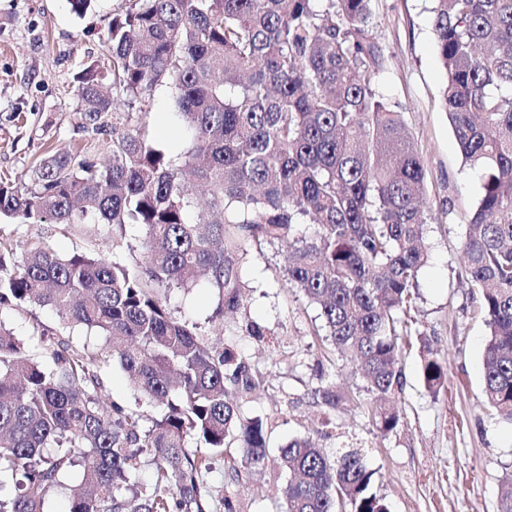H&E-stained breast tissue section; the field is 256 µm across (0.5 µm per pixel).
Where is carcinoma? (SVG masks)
I'll return each instance as SVG.
<instances>
[{"mask_svg": "<svg viewBox=\"0 0 512 512\" xmlns=\"http://www.w3.org/2000/svg\"><path fill=\"white\" fill-rule=\"evenodd\" d=\"M113 18L107 71L77 77L82 128L102 136L105 165L60 148L30 184L0 182V216L19 224L88 223L145 230L146 260L94 250L60 255L41 242L21 256L0 238V307L50 308L103 337L96 351L48 336L42 358L0 324V512H47L82 469L69 512H208L203 475L214 457L255 468L268 458V424L243 419L239 400L259 381L233 347L211 346L171 315L165 292L206 284L230 312L243 305L236 255L290 241L284 278L319 309L325 340L355 365L383 434L403 423L398 357L421 336L416 300L428 258L425 168L412 137L370 74L383 58L369 37L371 0H128ZM446 73L441 103L459 150L481 173L461 244L470 293L488 333L484 403L512 424V0H433ZM170 91L187 142L174 156L129 126ZM127 103L118 110L116 102ZM310 236H294L304 221ZM117 361L160 407L149 427L102 402L99 368ZM433 395L448 384L437 353L421 365ZM333 410L332 384L312 391ZM194 433L206 448H191ZM153 477L137 476L146 463ZM290 478L284 512H388L362 449L331 455L310 437L279 448ZM497 512H512V472Z\"/></svg>", "mask_w": 512, "mask_h": 512, "instance_id": "carcinoma-1", "label": "carcinoma"}]
</instances>
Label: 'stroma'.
<instances>
[{
    "label": "stroma",
    "mask_w": 512,
    "mask_h": 512,
    "mask_svg": "<svg viewBox=\"0 0 512 512\" xmlns=\"http://www.w3.org/2000/svg\"><path fill=\"white\" fill-rule=\"evenodd\" d=\"M126 6V0H93L90 10L78 16L67 0H0V179L29 182L38 159L71 143L88 145L93 158L106 162V153L81 129L75 77L90 64L105 63L112 19ZM430 6L431 0H372L370 37L384 57L372 84L400 113L422 153L430 259L419 277L417 306L428 346L448 360V387L436 396L428 393L420 377V350H407L400 359L404 385L396 398L404 422L395 432L381 434L363 407L370 399L363 381L351 363L321 341L318 309L284 281L287 243L246 245L237 255L245 294L236 312L218 310L211 288L167 293L174 317L196 324L211 345L232 342L246 358L260 385L241 402L240 415L269 422L263 469L240 462L231 471L219 461L207 475L209 512H223L227 495L238 501L240 512H282L288 474L279 466L278 448L309 435L332 452L363 448L375 472V489L390 512H497L501 480L512 470V424L480 403L486 328L476 315L478 301L464 283L460 254L480 183L477 171L461 157L440 101L446 75L437 57ZM0 235L20 245L40 240L64 255L93 247L128 263L143 258L144 232L136 224L125 225L120 250L91 226L79 236L56 224L4 218ZM0 320L35 355L41 352V329L61 326L47 308H6ZM249 322L270 330L269 340L247 336ZM101 375L104 403L158 415L117 363H103ZM328 382L344 396L333 411L311 396Z\"/></svg>",
    "instance_id": "35a3bbf8"
}]
</instances>
